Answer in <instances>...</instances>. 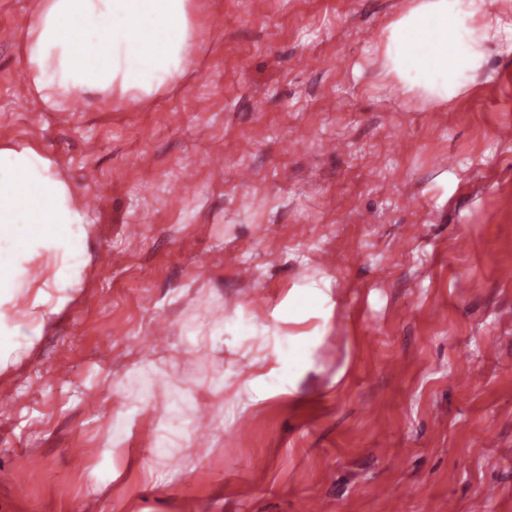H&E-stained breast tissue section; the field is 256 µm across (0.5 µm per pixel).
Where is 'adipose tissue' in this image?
Wrapping results in <instances>:
<instances>
[{"mask_svg":"<svg viewBox=\"0 0 512 512\" xmlns=\"http://www.w3.org/2000/svg\"><path fill=\"white\" fill-rule=\"evenodd\" d=\"M488 46L512 53L511 9L492 15L487 0H413L381 39L379 75L401 94L445 104L462 93L461 75L481 68ZM193 47L192 0H39L26 81L49 108L91 92L147 100L181 73ZM88 224L51 155L0 144V366L56 314L52 291L76 284ZM23 276L42 285L33 320L3 311Z\"/></svg>","mask_w":512,"mask_h":512,"instance_id":"obj_1","label":"adipose tissue"}]
</instances>
